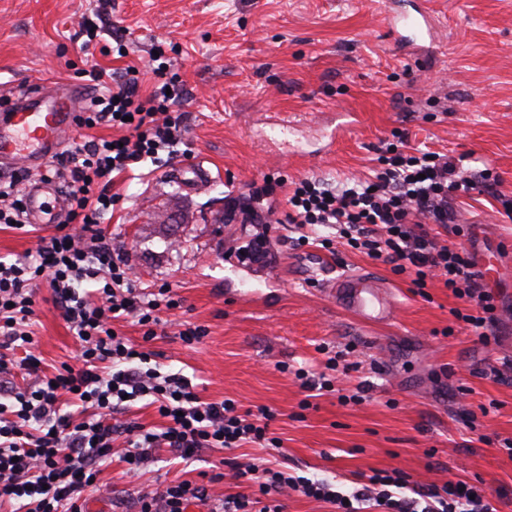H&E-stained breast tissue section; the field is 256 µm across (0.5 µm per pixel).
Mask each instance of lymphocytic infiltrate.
<instances>
[{"label":"lymphocytic infiltrate","instance_id":"f902f5d3","mask_svg":"<svg viewBox=\"0 0 512 512\" xmlns=\"http://www.w3.org/2000/svg\"><path fill=\"white\" fill-rule=\"evenodd\" d=\"M167 60L154 69L157 82L141 96L139 70L127 62L120 75L92 64L82 69L96 95L75 125L79 141L42 170L45 179L68 173L66 218L53 235L41 238L34 257L0 260V508L10 512H84L88 490L106 492L98 480L103 462L121 455L129 466L144 463L155 448L188 459L202 448L232 451L252 443L279 447L270 425L275 412L266 406L241 409L237 401H204L195 385L179 373L149 367L145 342L164 327V315L182 309L168 284L144 293L134 286L130 265L102 234L105 216L122 201L114 178L160 154L174 156L184 143L185 116L168 94ZM118 137L95 135L99 126ZM387 144L374 175L329 184L304 177L294 181L285 201L276 192L281 177L253 184L244 197L228 198L225 220L258 225L241 249L244 258H267L269 226L277 213L289 224L335 226L340 238L369 259L408 274L418 288L442 282L460 300L454 318L489 343L495 319L494 296L481 289L482 274L465 248L439 242L433 227L456 223L450 203L476 188L495 193L489 169L465 172L453 157L408 150V135L397 132ZM30 171L20 168L0 181V226L25 227L19 186ZM48 285L53 304L80 343L75 364L41 373L35 351V290ZM133 319L141 331L134 343L116 331V322ZM151 397L161 423L149 428L129 419L131 401ZM251 484L249 494L227 495L211 512H280L277 496L298 492L330 503L337 512H495L474 488L457 481L403 496L408 483L398 470L373 471L352 496L330 483L295 476L280 464L249 461L234 474ZM209 496L207 484L180 481L156 495L142 497L140 512H185Z\"/></svg>","mask_w":512,"mask_h":512}]
</instances>
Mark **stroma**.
I'll return each instance as SVG.
<instances>
[{
	"label": "stroma",
	"instance_id": "obj_1",
	"mask_svg": "<svg viewBox=\"0 0 512 512\" xmlns=\"http://www.w3.org/2000/svg\"><path fill=\"white\" fill-rule=\"evenodd\" d=\"M428 4L430 50L395 43L385 24L395 0H0V106L27 89L76 83L90 60L125 67L73 39L82 14L127 30L142 94L155 82L148 51L163 45L186 88L178 108L191 154L118 179L124 202L102 229L138 287L169 284L184 302L179 319L208 329L188 345L166 328L148 344L153 365L188 377L205 401L277 414V449L205 448L183 460L159 448L135 471L113 457L100 475L109 493L87 491L85 512H138L143 495L184 479L208 484L216 499L247 492L231 456L283 457L295 475L346 494L375 470L463 481L495 512H512V457L495 447L512 438V219L500 204L475 191L457 198L465 229L440 235L497 268L487 280L498 309L486 344L454 319L459 302L442 283L420 294L332 227H314L299 247L296 225H272L270 260L244 263L236 249L256 227L224 221L226 197L248 194L267 174L334 182L372 173L396 129L463 169H492L512 196V0ZM194 163L208 178L188 186L174 170ZM325 238L332 248H322ZM362 269L393 287L394 324L362 326L326 297V280ZM35 309L45 371L73 363L79 344L49 288L37 290ZM341 350L352 366L334 391L301 387L296 369L321 371Z\"/></svg>",
	"mask_w": 512,
	"mask_h": 512
}]
</instances>
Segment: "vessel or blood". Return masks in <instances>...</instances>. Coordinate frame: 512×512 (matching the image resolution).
Wrapping results in <instances>:
<instances>
[{
  "label": "vessel or blood",
  "mask_w": 512,
  "mask_h": 512,
  "mask_svg": "<svg viewBox=\"0 0 512 512\" xmlns=\"http://www.w3.org/2000/svg\"><path fill=\"white\" fill-rule=\"evenodd\" d=\"M391 30H404L410 41L431 38V16L425 4L413 13L391 12ZM78 98L73 91L57 90L54 97L44 99L33 91L11 102L8 112L0 114V162L18 161L30 171L42 169L57 154L65 134L74 126ZM56 183H29L24 187L27 220L32 224L54 223L46 205L58 197ZM327 297L337 309L369 325H388L395 317L398 303L392 289L376 274L357 271L328 281Z\"/></svg>",
  "instance_id": "vessel-or-blood-1"
}]
</instances>
